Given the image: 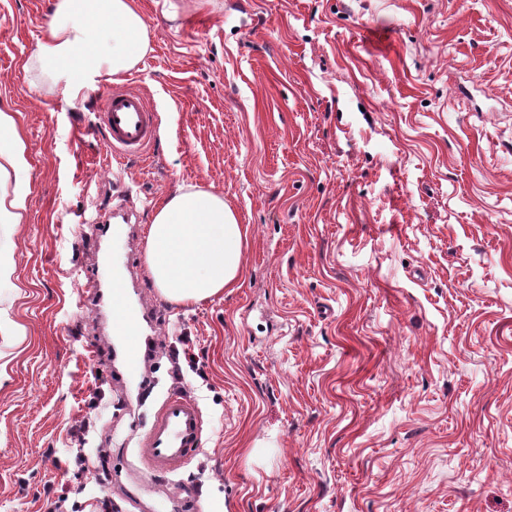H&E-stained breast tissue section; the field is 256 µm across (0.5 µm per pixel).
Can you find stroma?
Returning a JSON list of instances; mask_svg holds the SVG:
<instances>
[{
    "mask_svg": "<svg viewBox=\"0 0 512 512\" xmlns=\"http://www.w3.org/2000/svg\"><path fill=\"white\" fill-rule=\"evenodd\" d=\"M53 0H0V106L30 153L0 223V512H512V0H135L138 66L80 96L32 63ZM155 110L117 158L98 98ZM223 195L244 277L175 304L147 228ZM134 212L142 383L108 303L80 298L98 226ZM202 445L144 477L169 393Z\"/></svg>",
    "mask_w": 512,
    "mask_h": 512,
    "instance_id": "35a3bbf8",
    "label": "stroma"
}]
</instances>
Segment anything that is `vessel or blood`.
<instances>
[{
  "label": "vessel or blood",
  "mask_w": 512,
  "mask_h": 512,
  "mask_svg": "<svg viewBox=\"0 0 512 512\" xmlns=\"http://www.w3.org/2000/svg\"><path fill=\"white\" fill-rule=\"evenodd\" d=\"M101 125L113 151L125 156L141 153L156 138L157 114L144 97L130 91H114L100 98ZM83 293L99 296L109 293L116 318L125 323L126 339L138 335L137 313L127 302L120 281L104 282L102 277L88 279ZM203 422L198 406L181 394L167 396L154 413L153 420L139 441L137 463L147 477L176 470L200 447Z\"/></svg>",
  "instance_id": "b4317fda"
}]
</instances>
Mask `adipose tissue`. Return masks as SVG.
<instances>
[{"label":"adipose tissue","instance_id":"1","mask_svg":"<svg viewBox=\"0 0 512 512\" xmlns=\"http://www.w3.org/2000/svg\"><path fill=\"white\" fill-rule=\"evenodd\" d=\"M148 48V25L132 0H54L37 59L77 95L91 75L133 69ZM30 171L15 116L0 108V223H23ZM242 242L222 194L182 188L162 201L148 228V273L167 300L201 301L242 278Z\"/></svg>","mask_w":512,"mask_h":512}]
</instances>
